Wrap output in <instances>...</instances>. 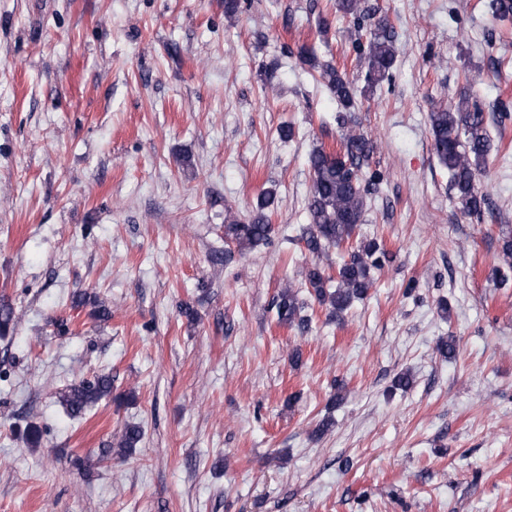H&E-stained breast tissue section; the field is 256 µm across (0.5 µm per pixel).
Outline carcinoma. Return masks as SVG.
Returning <instances> with one entry per match:
<instances>
[{
    "label": "carcinoma",
    "mask_w": 512,
    "mask_h": 512,
    "mask_svg": "<svg viewBox=\"0 0 512 512\" xmlns=\"http://www.w3.org/2000/svg\"><path fill=\"white\" fill-rule=\"evenodd\" d=\"M486 5L498 18L512 16V0H486ZM336 8L350 18L357 34L371 16V8L365 0H337ZM353 47L366 65L364 85L360 88L332 64L321 63L305 51L301 53L302 61L319 73L320 80L334 94L341 108L336 116L342 128L340 148L328 151L321 145L309 155L312 183L307 202L309 223L303 240L307 250L316 256L331 246L350 241L357 225L362 223L367 195L376 190L382 180L380 172L372 168L375 142L368 134L356 130L352 112L358 109L360 98L374 94L378 86L391 79L396 61L394 28L386 19H380L367 37L358 36L353 40ZM488 124L487 113L466 97L454 108L439 107L429 113L433 151L448 170L453 197L465 216L478 220L489 210L488 194L478 184V176L495 148ZM275 197V191H264L247 218H234L224 225V239L236 245L238 254L270 240L273 227L268 209ZM500 241L503 264L492 268L490 280L496 288H511L512 231L503 233ZM391 260L376 240H362L337 267L336 276L326 273L325 268L315 262L305 268L304 284L309 294L329 310V317L339 320L354 302L368 294L375 283L376 272ZM72 304L75 308L91 306L89 316L94 320L107 321L112 317L109 307L84 293L75 294ZM271 309L275 310L279 323L301 332L308 328L309 319L301 315L303 303L292 285L286 284L278 290L272 298ZM13 321V307L8 303L0 304V338L9 335ZM111 395L112 375L100 374L71 384L62 394L61 402L70 416L78 417ZM142 437L140 426L128 425L115 446L105 450V455L128 456Z\"/></svg>",
    "instance_id": "cac0c4a2"
}]
</instances>
